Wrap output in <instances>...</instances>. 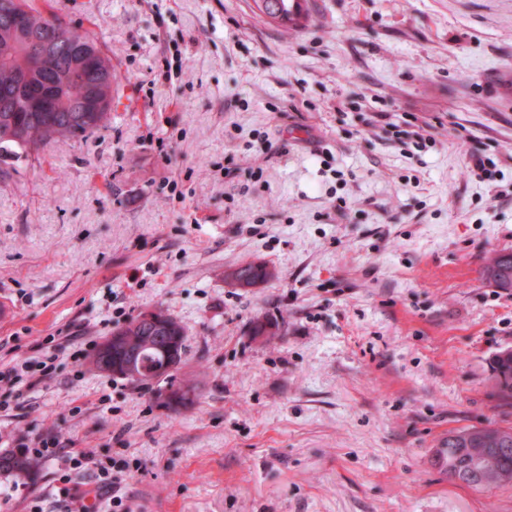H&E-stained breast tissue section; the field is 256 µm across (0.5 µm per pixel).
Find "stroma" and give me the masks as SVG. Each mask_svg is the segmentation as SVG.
Wrapping results in <instances>:
<instances>
[{"mask_svg": "<svg viewBox=\"0 0 512 512\" xmlns=\"http://www.w3.org/2000/svg\"><path fill=\"white\" fill-rule=\"evenodd\" d=\"M54 5L96 28L129 105L0 177V368L52 335L84 350L0 389V454L138 461L130 512H512V484L430 464L450 431L512 425L490 381L512 293L479 276L512 251V0H308L289 32L252 0ZM175 56L180 80L154 83ZM250 261L275 278L225 283ZM151 309L186 329L199 397L176 412L88 363ZM264 317L280 335H252ZM64 467L0 473V512H56Z\"/></svg>", "mask_w": 512, "mask_h": 512, "instance_id": "35a3bbf8", "label": "stroma"}]
</instances>
